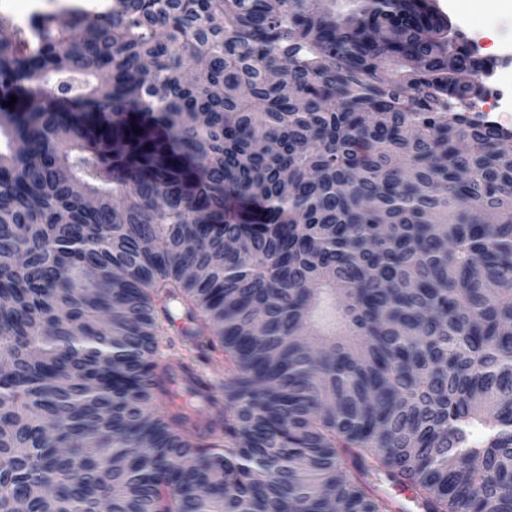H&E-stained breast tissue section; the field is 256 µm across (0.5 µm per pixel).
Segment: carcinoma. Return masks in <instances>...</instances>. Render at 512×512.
<instances>
[{
  "mask_svg": "<svg viewBox=\"0 0 512 512\" xmlns=\"http://www.w3.org/2000/svg\"><path fill=\"white\" fill-rule=\"evenodd\" d=\"M0 31V512H512V130L432 0Z\"/></svg>",
  "mask_w": 512,
  "mask_h": 512,
  "instance_id": "obj_1",
  "label": "carcinoma"
}]
</instances>
